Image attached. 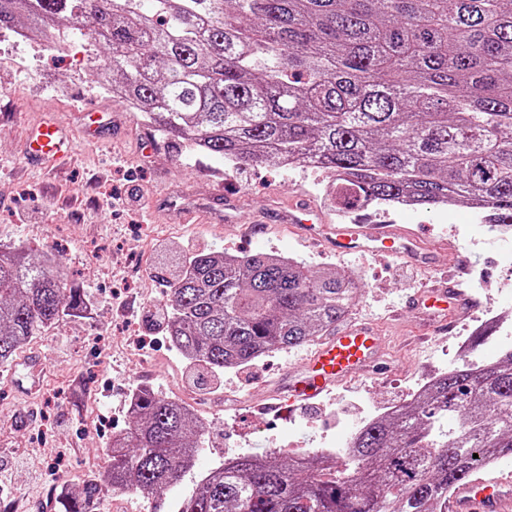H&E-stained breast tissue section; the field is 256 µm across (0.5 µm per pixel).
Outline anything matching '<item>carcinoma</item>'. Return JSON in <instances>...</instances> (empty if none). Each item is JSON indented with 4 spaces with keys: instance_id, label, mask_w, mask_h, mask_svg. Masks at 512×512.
<instances>
[{
    "instance_id": "cac0c4a2",
    "label": "carcinoma",
    "mask_w": 512,
    "mask_h": 512,
    "mask_svg": "<svg viewBox=\"0 0 512 512\" xmlns=\"http://www.w3.org/2000/svg\"><path fill=\"white\" fill-rule=\"evenodd\" d=\"M20 28L60 48L78 34L104 42L101 87L182 151L239 166L312 159L339 176L348 210L477 200L512 225V0H0V31ZM157 277L169 290L158 332L213 375L331 334L359 288L293 258L205 249ZM85 308L55 257L0 248L1 368ZM131 406L105 478L86 476L60 512H94L105 487L160 496L193 467L202 422L154 388ZM490 457L512 458V349L436 377L399 417L359 429L341 461L227 459L173 510L448 512Z\"/></svg>"
}]
</instances>
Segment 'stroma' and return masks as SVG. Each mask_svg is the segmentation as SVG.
<instances>
[{
	"instance_id": "1",
	"label": "stroma",
	"mask_w": 512,
	"mask_h": 512,
	"mask_svg": "<svg viewBox=\"0 0 512 512\" xmlns=\"http://www.w3.org/2000/svg\"><path fill=\"white\" fill-rule=\"evenodd\" d=\"M99 51L81 37L58 53L45 42L17 45L0 34V244L55 255L68 283L92 305L91 314L62 317L0 370V489L11 494L9 512H58L61 486L77 490L86 474H104L112 437L128 426L127 396L141 386L197 400L209 425L194 471L168 494L173 500L200 474L240 454L324 451L373 410L458 367L457 341L472 337L476 321H458L442 338L431 335L425 319L392 316L421 289L424 272L395 258L336 257L283 224H267L253 240L241 225L225 223L223 207L212 201L218 187L235 192L249 215L300 198L319 202L313 175L254 165L228 176L220 159L182 156L104 93L90 60ZM90 111L100 126L93 142L82 137ZM42 122L57 123L64 144L34 161L27 141ZM394 221L422 227L434 242L452 240L458 253H437L438 267L451 272L463 259L483 268L487 288L474 289L466 274L457 287L480 308L512 309V236L487 232L462 205L445 213L420 208ZM202 248L273 253L321 272H354L359 288L346 321L385 337L389 376L359 377L283 417L262 407L274 402L281 373L310 345L225 370L217 388L190 384L185 359L150 329L147 316L166 298L157 271L177 269Z\"/></svg>"
}]
</instances>
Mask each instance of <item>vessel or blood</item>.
Masks as SVG:
<instances>
[{
  "label": "vessel or blood",
  "instance_id": "1",
  "mask_svg": "<svg viewBox=\"0 0 512 512\" xmlns=\"http://www.w3.org/2000/svg\"><path fill=\"white\" fill-rule=\"evenodd\" d=\"M60 142L55 126L44 125L33 135L30 154L39 159L58 152ZM277 223L292 225L295 232L337 257L386 254L428 269L437 249L458 253L450 241L440 246L424 244L410 227L401 224H330L318 209L299 201L275 215ZM410 312L434 309L451 317L469 316L476 303L454 288L447 276L435 278L432 285L405 301ZM383 336L363 325L338 329L322 341L308 357L289 368L279 390L288 398L289 410L314 405L319 396L336 385L361 375L379 376L389 369L383 360ZM448 512H512V475H474L459 484L448 499Z\"/></svg>",
  "mask_w": 512,
  "mask_h": 512
}]
</instances>
